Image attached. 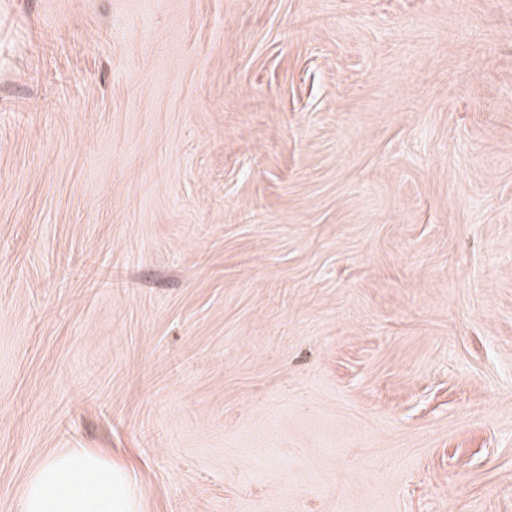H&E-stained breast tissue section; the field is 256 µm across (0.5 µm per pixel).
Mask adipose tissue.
Segmentation results:
<instances>
[{
    "label": "adipose tissue",
    "mask_w": 512,
    "mask_h": 512,
    "mask_svg": "<svg viewBox=\"0 0 512 512\" xmlns=\"http://www.w3.org/2000/svg\"><path fill=\"white\" fill-rule=\"evenodd\" d=\"M19 512H139L125 471L100 454L69 448L45 459L30 475Z\"/></svg>",
    "instance_id": "adipose-tissue-1"
}]
</instances>
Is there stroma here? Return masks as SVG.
I'll return each instance as SVG.
<instances>
[{
    "label": "stroma",
    "instance_id": "1",
    "mask_svg": "<svg viewBox=\"0 0 512 512\" xmlns=\"http://www.w3.org/2000/svg\"><path fill=\"white\" fill-rule=\"evenodd\" d=\"M512 512V0H0V512ZM137 492L125 471L83 448L45 459L30 475L19 512H138Z\"/></svg>",
    "mask_w": 512,
    "mask_h": 512
}]
</instances>
